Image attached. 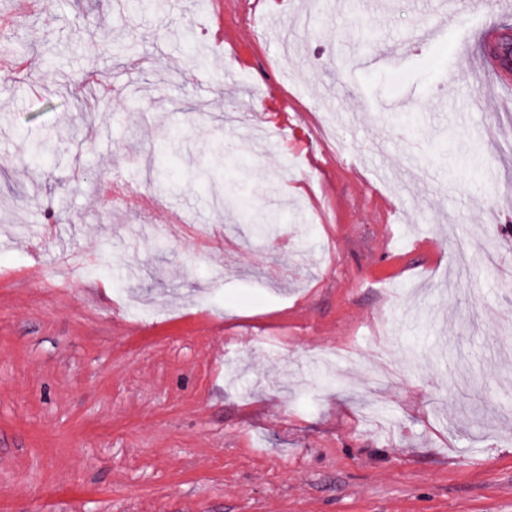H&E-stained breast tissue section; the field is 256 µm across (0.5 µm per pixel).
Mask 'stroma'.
Here are the masks:
<instances>
[{
    "label": "stroma",
    "mask_w": 512,
    "mask_h": 512,
    "mask_svg": "<svg viewBox=\"0 0 512 512\" xmlns=\"http://www.w3.org/2000/svg\"><path fill=\"white\" fill-rule=\"evenodd\" d=\"M162 3L48 0L0 44L37 63L0 78V512H512V287L458 255L512 262V95L448 80L512 17L457 0L417 46L448 0H288L261 43L224 0L236 60L199 72L206 0ZM410 92L442 111H376ZM116 183L152 211H104ZM269 211L277 246L249 234ZM383 311L396 388L369 382ZM459 19V12L454 7H448V11L444 12L439 21L431 26H422L414 32V38L418 41L429 42L435 40L439 35L443 34L446 29L453 27Z\"/></svg>",
    "instance_id": "1"
}]
</instances>
